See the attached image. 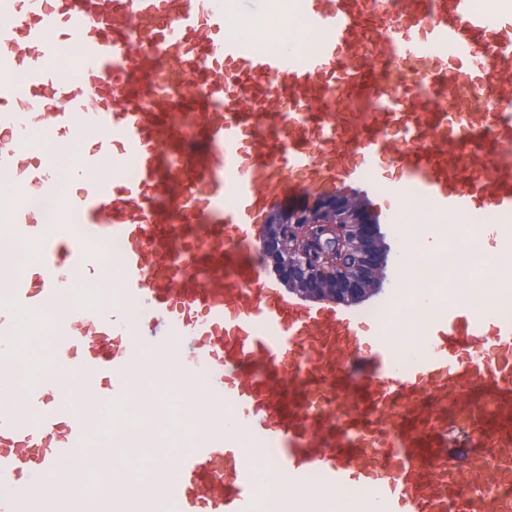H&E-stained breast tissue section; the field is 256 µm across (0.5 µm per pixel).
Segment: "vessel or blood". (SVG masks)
Instances as JSON below:
<instances>
[{
	"mask_svg": "<svg viewBox=\"0 0 512 512\" xmlns=\"http://www.w3.org/2000/svg\"><path fill=\"white\" fill-rule=\"evenodd\" d=\"M387 3L295 0L314 46L260 52L229 32L224 0H0V187L24 190L0 223V252L44 247L26 272L0 264V512H60L61 466L75 460L126 492L121 459L90 445L85 406L107 421L136 411L142 357L173 354L184 376L206 380L211 406L192 448L150 462L173 512H258L281 473L334 488L369 479L374 512H512L511 317L437 315L399 369L387 337L364 335L351 313L302 308L236 250L293 188L379 184L385 160L428 205L512 216V12L400 0L393 15ZM64 54L78 69L69 81L52 67ZM377 59L421 66L424 83L441 77L446 109L377 90ZM472 76L486 83L485 108L460 102ZM264 117L277 122V150L258 138ZM397 119L410 146L394 144ZM38 135L51 159L29 158ZM80 140L91 148L72 153ZM118 152L139 164L115 182ZM36 199L58 202L54 222ZM31 309L54 311L55 360L78 384L45 376L20 411L10 361ZM279 369L293 389L271 382ZM356 385L367 407L350 398ZM45 390L70 407L47 411ZM226 404L253 440L278 445L272 467L220 438L213 410ZM452 407L493 424L498 456L468 461L473 492L453 506Z\"/></svg>",
	"mask_w": 512,
	"mask_h": 512,
	"instance_id": "b4317fda",
	"label": "vessel or blood"
}]
</instances>
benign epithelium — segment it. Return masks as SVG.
<instances>
[{"instance_id":"benign-epithelium-1","label":"benign epithelium","mask_w":512,"mask_h":512,"mask_svg":"<svg viewBox=\"0 0 512 512\" xmlns=\"http://www.w3.org/2000/svg\"><path fill=\"white\" fill-rule=\"evenodd\" d=\"M259 250L288 288L343 305L375 291L386 264L379 225L361 200L344 195L272 212Z\"/></svg>"}]
</instances>
